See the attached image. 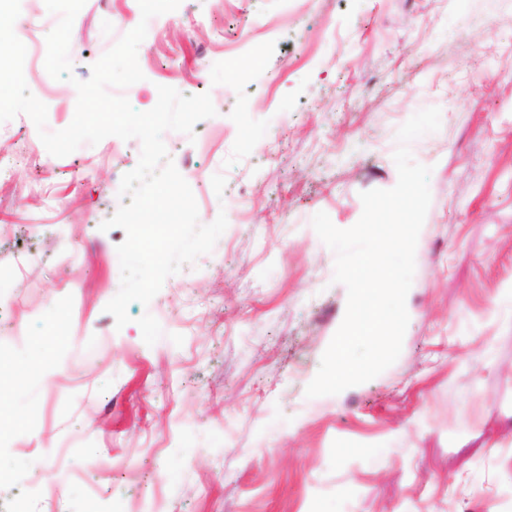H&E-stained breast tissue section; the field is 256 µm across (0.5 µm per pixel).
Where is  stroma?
<instances>
[{
    "instance_id": "stroma-1",
    "label": "stroma",
    "mask_w": 512,
    "mask_h": 512,
    "mask_svg": "<svg viewBox=\"0 0 512 512\" xmlns=\"http://www.w3.org/2000/svg\"><path fill=\"white\" fill-rule=\"evenodd\" d=\"M39 52L59 17L20 0ZM137 0H86L75 78L126 32ZM131 106L158 86L210 93L193 135H163L213 251L168 277L117 327L100 231L139 140L52 156L26 115L0 123V389L24 419L0 436V512H512V0H181L150 19ZM47 128L75 113L70 82L28 80ZM431 204L397 361L307 398L347 303L311 220L360 219L393 188L398 129ZM65 324L53 329L50 312ZM163 335L146 345L136 320ZM47 354L32 361L37 345Z\"/></svg>"
}]
</instances>
